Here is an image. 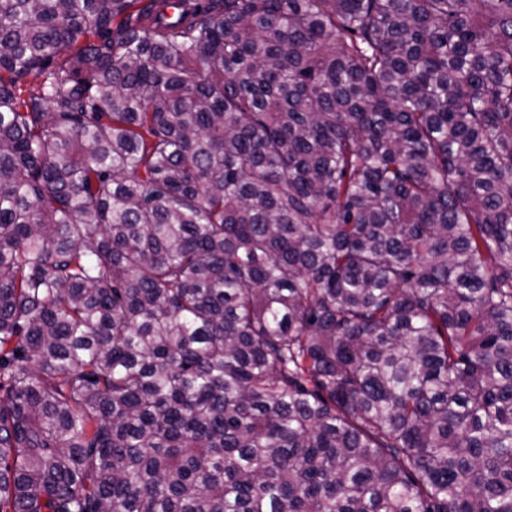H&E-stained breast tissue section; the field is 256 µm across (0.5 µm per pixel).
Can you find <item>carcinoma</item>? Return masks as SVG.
Segmentation results:
<instances>
[{"label":"carcinoma","instance_id":"cac0c4a2","mask_svg":"<svg viewBox=\"0 0 512 512\" xmlns=\"http://www.w3.org/2000/svg\"><path fill=\"white\" fill-rule=\"evenodd\" d=\"M0 512H512V0H0Z\"/></svg>","mask_w":512,"mask_h":512}]
</instances>
